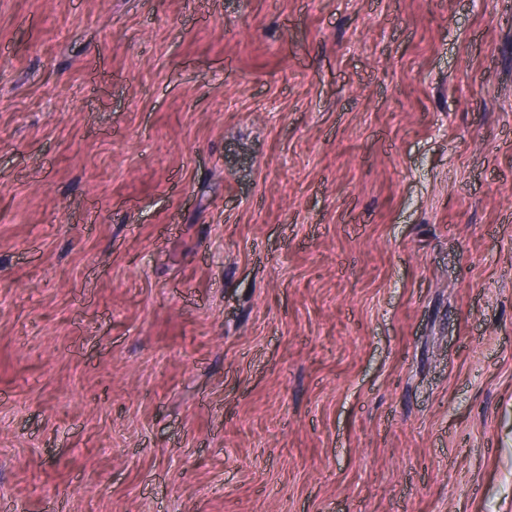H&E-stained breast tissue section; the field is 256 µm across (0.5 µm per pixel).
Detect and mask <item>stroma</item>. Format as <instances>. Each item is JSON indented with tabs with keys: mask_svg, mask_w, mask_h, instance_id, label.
Here are the masks:
<instances>
[{
	"mask_svg": "<svg viewBox=\"0 0 512 512\" xmlns=\"http://www.w3.org/2000/svg\"><path fill=\"white\" fill-rule=\"evenodd\" d=\"M0 512H512V0H0Z\"/></svg>",
	"mask_w": 512,
	"mask_h": 512,
	"instance_id": "obj_1",
	"label": "stroma"
}]
</instances>
